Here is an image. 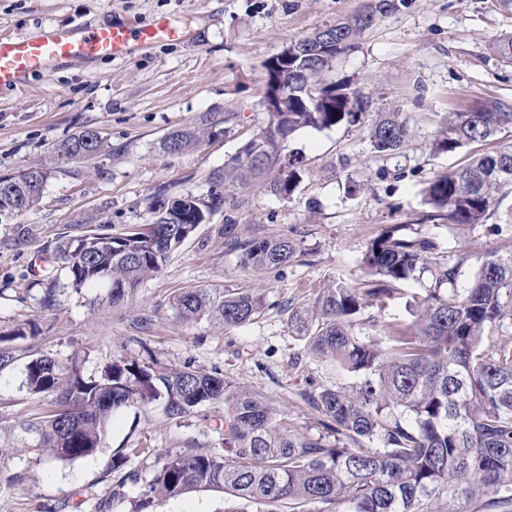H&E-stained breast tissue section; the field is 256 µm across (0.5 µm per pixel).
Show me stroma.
<instances>
[{
  "label": "stroma",
  "mask_w": 512,
  "mask_h": 512,
  "mask_svg": "<svg viewBox=\"0 0 512 512\" xmlns=\"http://www.w3.org/2000/svg\"><path fill=\"white\" fill-rule=\"evenodd\" d=\"M362 0H0V33L27 37L76 24L148 21L165 16L189 38L137 51L129 59L62 65L34 76L28 88L0 91V175L28 165L50 170L39 202L0 224V333L33 326L14 340L22 359L80 357L85 375L120 358L158 368L191 366L233 379L267 399L290 429L336 442L335 424L313 404L326 388L352 389L358 379L336 361L312 353L292 335L288 310L312 304L336 281L358 284L360 259L373 239L395 224L418 225L421 190L439 171L471 154L512 143V127L453 153L434 148L448 113L484 98L512 103V60L493 47L512 34V8L502 0H408L382 17L357 47L338 60L333 81L358 91L367 121L386 112L409 115L411 136L396 151L373 153L366 129L341 124L306 128L289 141L306 173L288 199L262 184L227 188L243 198L235 211L239 240L289 236L301 250L288 267L243 265L224 239V216L198 225L162 271L120 308L91 310L88 290L67 287L55 263L57 246L95 232L114 234L149 222L159 197L207 195L208 178L223 170L263 127L264 62L291 40L356 14ZM205 112L228 114L222 136L178 154L158 144ZM107 136L110 153L64 164L57 145L84 128ZM64 289L62 306L46 312V288ZM259 288L267 306L244 325L218 328L178 317L172 298L190 286ZM410 285L366 307L359 327L372 336L409 332ZM24 365L0 377V419L39 411L23 399ZM224 446V404L169 417L162 403L114 416L107 446L96 455L45 466L15 461L0 471V512H264L263 506L214 491L193 490L145 502L146 483L167 454ZM133 449L121 468L113 454Z\"/></svg>",
  "instance_id": "obj_1"
}]
</instances>
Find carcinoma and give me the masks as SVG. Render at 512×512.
<instances>
[{"label":"carcinoma","instance_id":"cac0c4a2","mask_svg":"<svg viewBox=\"0 0 512 512\" xmlns=\"http://www.w3.org/2000/svg\"><path fill=\"white\" fill-rule=\"evenodd\" d=\"M403 0H365L351 19L318 28L294 43L325 48L316 61L276 54L265 70L266 123L210 177L206 196L192 193L152 208V219L116 235L89 233L57 247L55 260L68 286L93 291L90 306L127 304L137 288L159 273L169 253L208 224L227 203L221 187L262 180L288 199L306 171L304 159L284 156L297 131L341 123L365 126L356 92L328 81L338 56L354 49L376 20ZM227 116L200 115L160 142L182 152L224 132ZM512 126V104L485 99L448 114L435 141L453 153ZM411 133L399 112L368 126L374 151L392 152ZM90 147L109 148L101 132L87 128L55 148L59 161L82 158ZM13 188L0 194V223L31 209L49 172L29 165L9 175ZM512 194V144L471 156L435 175L422 189L430 218L445 222L454 238L487 224ZM229 204V203H227ZM237 203L224 210V238L244 264L276 269L293 262L298 243L289 236L240 241L234 237ZM404 224L370 241L361 257L369 278L358 285L335 282L307 309H288V327L309 337L312 350L359 377L350 391L325 389L314 403L336 423V447L288 429L262 396L229 377L195 370L159 371L133 360L107 364L97 377L83 374L77 357L64 362L41 354L25 364L19 389L32 398L57 394L34 417L0 421V469L15 458L44 464L71 462L106 447L118 412L146 410L160 401L172 418L205 403L224 402V449L170 454L146 483L144 494L167 499L188 490L223 492L288 512H462L475 497L485 512H512V249L482 258L467 286H460L473 254L441 251L428 232L403 233ZM403 283H414L408 307L411 336L383 341L356 331L368 303L382 302ZM172 306L187 321L207 319L224 327L252 321L266 306L258 289L188 287Z\"/></svg>","mask_w":512,"mask_h":512}]
</instances>
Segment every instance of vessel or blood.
<instances>
[{
	"label": "vessel or blood",
	"mask_w": 512,
	"mask_h": 512,
	"mask_svg": "<svg viewBox=\"0 0 512 512\" xmlns=\"http://www.w3.org/2000/svg\"><path fill=\"white\" fill-rule=\"evenodd\" d=\"M186 38V30L164 17L56 28L29 38L1 33L0 90L24 89L33 75L50 73L63 62L122 60L137 49L177 44Z\"/></svg>",
	"instance_id": "vessel-or-blood-1"
}]
</instances>
